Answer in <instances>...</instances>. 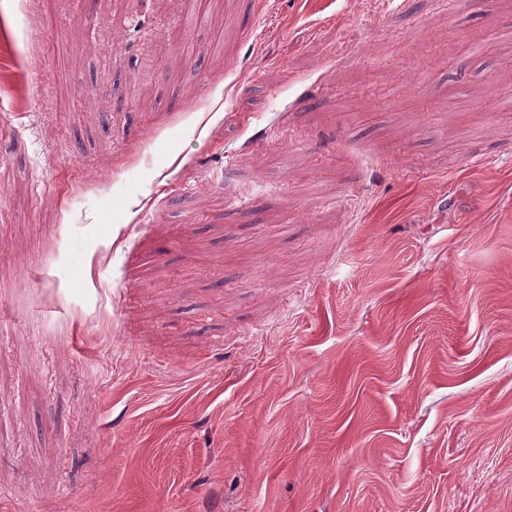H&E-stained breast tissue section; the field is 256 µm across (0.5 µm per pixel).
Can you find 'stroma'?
Returning a JSON list of instances; mask_svg holds the SVG:
<instances>
[{
	"mask_svg": "<svg viewBox=\"0 0 512 512\" xmlns=\"http://www.w3.org/2000/svg\"><path fill=\"white\" fill-rule=\"evenodd\" d=\"M511 97L512 0H0V512H512Z\"/></svg>",
	"mask_w": 512,
	"mask_h": 512,
	"instance_id": "35a3bbf8",
	"label": "stroma"
}]
</instances>
